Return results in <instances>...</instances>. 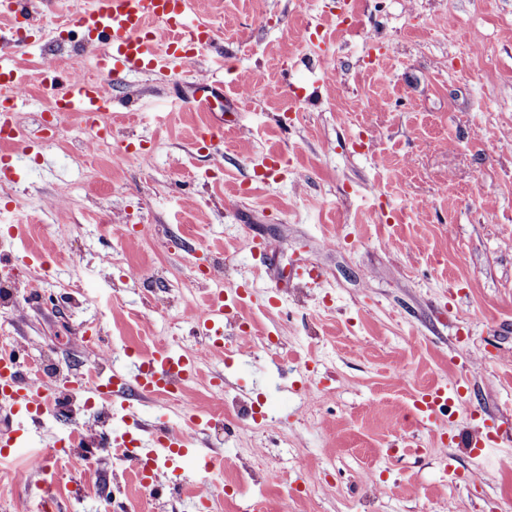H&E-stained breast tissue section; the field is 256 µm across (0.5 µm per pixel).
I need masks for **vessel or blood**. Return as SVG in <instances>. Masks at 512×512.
<instances>
[{
	"label": "vessel or blood",
	"mask_w": 512,
	"mask_h": 512,
	"mask_svg": "<svg viewBox=\"0 0 512 512\" xmlns=\"http://www.w3.org/2000/svg\"><path fill=\"white\" fill-rule=\"evenodd\" d=\"M76 25L84 39L101 44L103 51L95 65V76L72 77L55 66H45L38 73L39 83L53 93L51 112L54 116L78 113L89 118L111 111L116 103L107 95L105 76L116 71H149L165 74L173 63H190L197 51L212 42V27L191 15V0H91L77 17ZM39 23L32 0H0V125L13 130V141L27 151L42 150L45 135L24 129L16 122L23 104V88L30 79L21 67L17 50L23 44L22 32L38 30ZM223 98L213 84L201 82L194 86L191 102L196 109L213 111ZM242 294L210 297L206 309L191 318L193 335L212 350L224 348V308L227 303H239ZM198 361L193 352L159 351L147 361H134L113 370L106 384L109 395L120 397L121 411L130 405L123 399L135 388L147 395L172 389L193 379ZM459 385L438 384L421 392L414 400L412 412L419 424L434 423L439 412L446 409L457 395ZM52 389L48 383L32 384L22 378L19 359L14 353H0V413L13 416L19 412L41 413ZM191 429L170 430L152 427L148 437L113 436V447H129V458L139 474H156L175 458L188 455L203 459L205 468H215L218 456L201 448H190Z\"/></svg>",
	"instance_id": "1"
}]
</instances>
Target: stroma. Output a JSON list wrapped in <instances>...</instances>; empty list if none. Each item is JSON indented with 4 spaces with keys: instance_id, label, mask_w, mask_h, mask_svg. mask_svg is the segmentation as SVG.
Instances as JSON below:
<instances>
[{
    "instance_id": "1",
    "label": "stroma",
    "mask_w": 512,
    "mask_h": 512,
    "mask_svg": "<svg viewBox=\"0 0 512 512\" xmlns=\"http://www.w3.org/2000/svg\"><path fill=\"white\" fill-rule=\"evenodd\" d=\"M192 14L214 47L167 77L106 80L126 103L106 141L66 115L43 157L8 148L0 348L50 364L54 387L90 366L106 378L130 352L198 349L192 309L247 286L183 411L150 396L125 426L200 415L194 445L222 455L224 484L203 471L157 497L79 448L60 470L0 467V512H37L44 482L64 512H106L112 491L125 512H193L201 484L209 512H512V435L468 446L478 425H512V0H195ZM98 54L76 38L21 50L77 76ZM203 79L227 96L211 117L184 100ZM209 122L223 127L210 150ZM304 260L319 286L293 280ZM457 380L462 399L417 423L414 397Z\"/></svg>"
}]
</instances>
